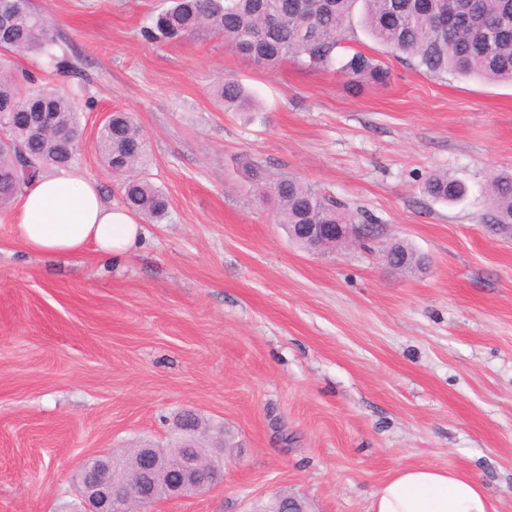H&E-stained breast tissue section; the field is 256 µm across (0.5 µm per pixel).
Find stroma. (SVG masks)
I'll use <instances>...</instances> for the list:
<instances>
[{
	"label": "stroma",
	"mask_w": 512,
	"mask_h": 512,
	"mask_svg": "<svg viewBox=\"0 0 512 512\" xmlns=\"http://www.w3.org/2000/svg\"><path fill=\"white\" fill-rule=\"evenodd\" d=\"M32 6L82 76L13 64L76 92L78 169L119 202L97 137L129 112L169 209L108 262L34 254L18 203L0 208V512H73L84 459L170 445L185 411L233 432L224 480L147 512H270L285 495L370 512L412 467L473 476L512 512V241L479 222L492 175L512 173V84L423 74L360 31L339 57L362 51L391 80L353 91L336 70L258 66L207 30L146 41L162 0ZM227 79L259 113L216 105ZM253 164L366 211L381 241L300 248ZM437 171L464 183L460 202L425 194ZM390 241L427 268L390 269Z\"/></svg>",
	"instance_id": "1"
}]
</instances>
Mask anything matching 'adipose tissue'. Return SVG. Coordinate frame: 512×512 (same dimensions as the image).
Instances as JSON below:
<instances>
[{
  "label": "adipose tissue",
  "instance_id": "obj_1",
  "mask_svg": "<svg viewBox=\"0 0 512 512\" xmlns=\"http://www.w3.org/2000/svg\"><path fill=\"white\" fill-rule=\"evenodd\" d=\"M19 234L40 255L73 256L87 246L118 258L137 248L144 228L123 206L105 202L95 182L67 170L41 176L21 197ZM371 512H496L482 485L452 470L398 471L374 492Z\"/></svg>",
  "mask_w": 512,
  "mask_h": 512
}]
</instances>
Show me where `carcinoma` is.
<instances>
[{
  "label": "carcinoma",
  "mask_w": 512,
  "mask_h": 512,
  "mask_svg": "<svg viewBox=\"0 0 512 512\" xmlns=\"http://www.w3.org/2000/svg\"><path fill=\"white\" fill-rule=\"evenodd\" d=\"M166 5L143 27L149 41L178 40L208 29L257 65L274 67L288 60L315 69H331L336 54L354 37L356 5L366 33L388 52L406 56L423 73L452 74L465 79L512 83V0H164ZM439 15L455 18L447 28ZM49 18L29 4L15 10L0 27V114L3 106L14 114L6 124L8 143L0 146V207L10 204L23 188L49 168H71L78 160L82 129L73 98L49 90L30 73L17 74L11 55L39 54L63 72L71 69ZM349 82L384 85L390 72L370 56L356 51L341 65ZM226 110L256 112L251 93L227 79L217 89ZM51 112L68 132L61 137L28 121L34 113ZM27 149L33 172L18 171L16 148ZM98 149L107 166L124 173L121 203L151 221L162 220L168 209L166 194L143 172L148 155L144 132L132 116L116 111L101 127ZM260 192L273 200L278 223L367 224L365 212L351 210L302 180L283 175L268 179L255 172ZM426 193L441 202H455L464 186L446 173L431 175ZM490 203L480 217L483 224H512V173L490 181Z\"/></svg>",
  "instance_id": "cac0c4a2"
}]
</instances>
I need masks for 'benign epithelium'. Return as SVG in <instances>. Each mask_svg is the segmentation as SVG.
I'll use <instances>...</instances> for the list:
<instances>
[{"label": "benign epithelium", "mask_w": 512, "mask_h": 512, "mask_svg": "<svg viewBox=\"0 0 512 512\" xmlns=\"http://www.w3.org/2000/svg\"><path fill=\"white\" fill-rule=\"evenodd\" d=\"M294 230L309 239L317 252L337 244L362 242L373 237L369 224H295ZM396 243L386 246L384 258L393 270L402 271L406 261L399 260ZM177 431L184 435L182 442L187 451L171 465L167 475L158 471L156 449L145 448L142 462L132 479L118 481L114 472L123 460V454L94 456L87 459L78 480V493L83 504L82 512H132L134 507L164 499L185 497L202 493L223 479L219 466L201 458L196 449L207 446L213 455L224 457V432L213 435L208 428L197 426L196 415L183 413L176 422Z\"/></svg>", "instance_id": "1"}]
</instances>
